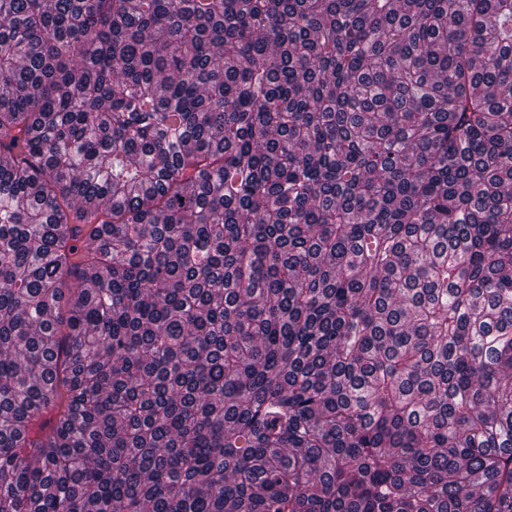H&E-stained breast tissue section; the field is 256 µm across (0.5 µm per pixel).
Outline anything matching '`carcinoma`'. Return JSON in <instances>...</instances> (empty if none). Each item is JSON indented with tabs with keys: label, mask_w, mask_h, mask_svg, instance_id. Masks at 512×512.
Wrapping results in <instances>:
<instances>
[{
	"label": "carcinoma",
	"mask_w": 512,
	"mask_h": 512,
	"mask_svg": "<svg viewBox=\"0 0 512 512\" xmlns=\"http://www.w3.org/2000/svg\"><path fill=\"white\" fill-rule=\"evenodd\" d=\"M0 512H512V0H0Z\"/></svg>",
	"instance_id": "obj_1"
}]
</instances>
